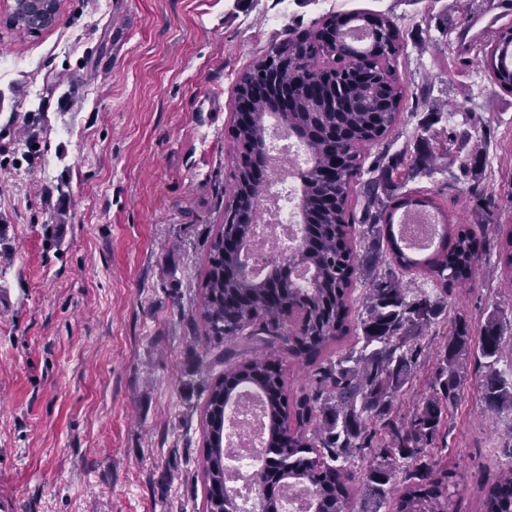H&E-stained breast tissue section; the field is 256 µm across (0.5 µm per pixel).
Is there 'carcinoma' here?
Listing matches in <instances>:
<instances>
[{
	"mask_svg": "<svg viewBox=\"0 0 512 512\" xmlns=\"http://www.w3.org/2000/svg\"><path fill=\"white\" fill-rule=\"evenodd\" d=\"M373 19L375 40L360 50L363 65L352 73L344 66L346 48L329 47L328 30L344 29L352 20ZM512 44V28H500L458 39L457 56L464 64H482L501 88L512 92V72L503 55ZM403 51L401 32L385 14L331 13L311 29L288 31L236 80L238 99H249L252 121L235 125L231 135L240 159L234 172L232 200L227 211L256 219L254 201L265 185L252 159L255 129L262 125L271 104L286 90L301 84L307 93L292 102L288 119L299 129H316L303 146L309 169L298 174L301 225L309 248L292 258L295 266L312 270L307 284L287 282L278 271L256 283L240 275L239 245L250 242L246 224H225L213 237L209 266L201 283L198 314L204 336L228 343L248 326L254 335L284 339L288 350L307 366H314L320 390L291 405L276 363L266 355L229 366L209 388L202 415V475L209 512H237L234 498L224 491V406L244 387L265 400L268 457L257 483L270 495L263 512H280L284 489L303 482L318 494L317 512H346L352 484L364 480L365 496L377 504L392 501L394 512H458L457 484L446 458L426 461L427 448L448 447V412L459 402L460 363L471 349L487 363L481 383L482 399L496 413L512 415V380L494 368L503 344V330L490 314L478 332L459 320L451 327L434 360H420L418 338L438 317L453 290L471 283L489 240L465 224H454L427 195L396 193L386 166L380 178L361 179L364 148L383 140L399 122L405 88L395 76ZM336 62L331 70L318 66L320 56ZM470 128L451 131L445 149L463 150L471 141ZM436 153L419 150L411 168L432 167ZM359 193L364 216L375 212L366 234L375 237L398 272L367 278L368 288L357 318H351V289L366 274L363 257L353 248L355 217L350 200ZM440 216L438 246L422 259L414 256L393 230L397 211ZM500 262L512 284V226L498 233ZM418 271L431 282V291L409 288L400 274ZM304 315L301 329L286 325L290 312ZM356 346L345 356L325 357L332 343L350 331ZM417 384L420 394L412 412L398 416L392 404L405 387ZM481 512H512V467L482 487Z\"/></svg>",
	"mask_w": 512,
	"mask_h": 512,
	"instance_id": "carcinoma-1",
	"label": "carcinoma"
}]
</instances>
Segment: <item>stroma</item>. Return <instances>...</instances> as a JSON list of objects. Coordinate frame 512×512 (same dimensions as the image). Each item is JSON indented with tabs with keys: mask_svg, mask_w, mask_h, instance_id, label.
Here are the masks:
<instances>
[{
	"mask_svg": "<svg viewBox=\"0 0 512 512\" xmlns=\"http://www.w3.org/2000/svg\"><path fill=\"white\" fill-rule=\"evenodd\" d=\"M489 0H63L56 26L7 28L0 9V506L12 512H206L201 416L212 382L255 352L279 364L289 399L310 390L283 340L225 346L196 308L209 244L229 201L238 74L289 31L332 12L389 14L409 94L400 124L363 151L407 161L428 140L485 126L475 165L456 152L404 189L476 224L474 175L512 224V94L461 66L463 16ZM498 313L512 341V288L488 262L423 339ZM471 353L449 421L459 512L512 467V416L481 414Z\"/></svg>",
	"mask_w": 512,
	"mask_h": 512,
	"instance_id": "stroma-1",
	"label": "stroma"
}]
</instances>
